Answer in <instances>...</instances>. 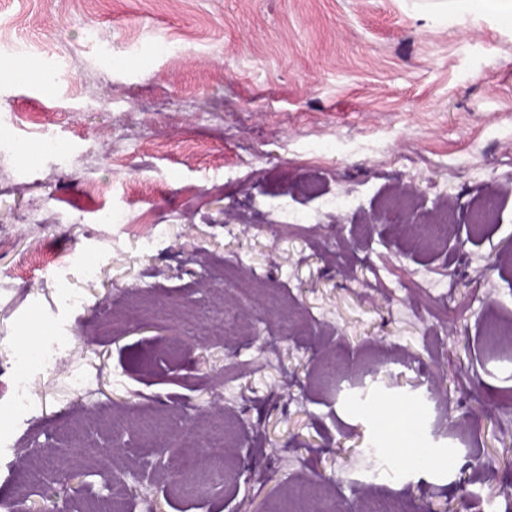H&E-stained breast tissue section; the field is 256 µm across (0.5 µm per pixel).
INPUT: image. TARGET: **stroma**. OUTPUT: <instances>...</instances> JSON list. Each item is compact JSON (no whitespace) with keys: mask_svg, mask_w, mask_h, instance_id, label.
Returning a JSON list of instances; mask_svg holds the SVG:
<instances>
[{"mask_svg":"<svg viewBox=\"0 0 512 512\" xmlns=\"http://www.w3.org/2000/svg\"><path fill=\"white\" fill-rule=\"evenodd\" d=\"M32 62L52 88L9 74ZM448 211L466 276L424 256L394 196ZM40 205L45 221L22 223ZM512 28L442 0H0V370L31 413L0 436V512L85 495L114 436L139 460L190 398L223 460L183 441L137 512L351 508L350 487L512 512ZM281 339L269 344V330ZM475 370L479 387L457 389ZM86 381L76 389L74 378ZM27 361H35V359H21V363L17 365L15 370L16 393L12 407V413L15 419H19L26 415L32 407L31 401L27 397L23 385L24 368ZM80 478L81 474L79 473L70 471L60 472L52 477V481L60 486L63 495L57 501L52 500L51 507L39 506L34 501L29 506L24 504L17 505L18 508L12 512H69L72 501L83 496L85 491L83 481Z\"/></svg>","mask_w":512,"mask_h":512,"instance_id":"1","label":"stroma"}]
</instances>
